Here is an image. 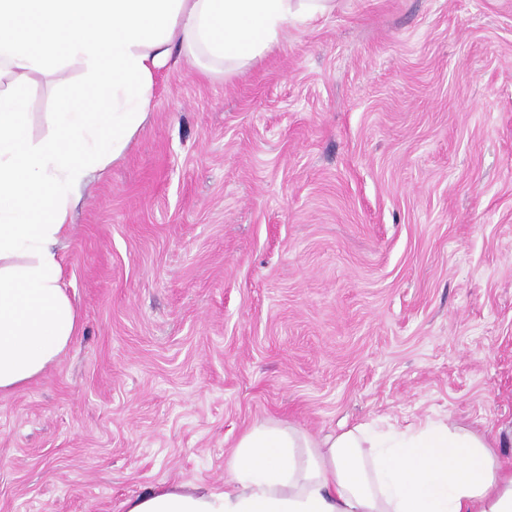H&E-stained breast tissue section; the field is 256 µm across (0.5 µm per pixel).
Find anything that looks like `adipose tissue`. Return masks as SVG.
I'll return each mask as SVG.
<instances>
[{"mask_svg": "<svg viewBox=\"0 0 512 512\" xmlns=\"http://www.w3.org/2000/svg\"><path fill=\"white\" fill-rule=\"evenodd\" d=\"M336 0H0V398L57 361L78 330L59 247L79 188L125 152L176 56L243 69ZM78 69L79 82L67 73ZM54 77L33 138L24 89ZM501 439L428 421L322 438L261 421L223 485H157L124 512H512Z\"/></svg>", "mask_w": 512, "mask_h": 512, "instance_id": "adipose-tissue-1", "label": "adipose tissue"}]
</instances>
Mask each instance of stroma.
I'll use <instances>...</instances> for the list:
<instances>
[{
	"mask_svg": "<svg viewBox=\"0 0 512 512\" xmlns=\"http://www.w3.org/2000/svg\"><path fill=\"white\" fill-rule=\"evenodd\" d=\"M79 330L0 399V512L223 484L262 419L512 429V0H337L159 72L61 246Z\"/></svg>",
	"mask_w": 512,
	"mask_h": 512,
	"instance_id": "obj_1",
	"label": "stroma"
}]
</instances>
